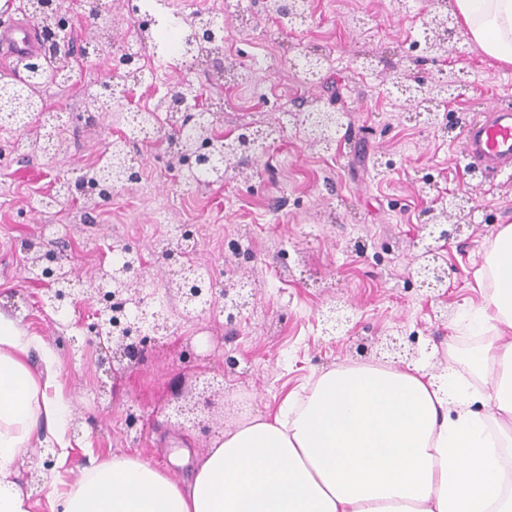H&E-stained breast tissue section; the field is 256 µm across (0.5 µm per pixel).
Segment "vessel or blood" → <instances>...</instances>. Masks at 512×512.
<instances>
[{
  "mask_svg": "<svg viewBox=\"0 0 512 512\" xmlns=\"http://www.w3.org/2000/svg\"><path fill=\"white\" fill-rule=\"evenodd\" d=\"M36 27L11 13L0 14V55L10 63L41 51ZM464 157L486 167L489 176L512 178V107L497 105L467 129Z\"/></svg>",
  "mask_w": 512,
  "mask_h": 512,
  "instance_id": "obj_1",
  "label": "vessel or blood"
}]
</instances>
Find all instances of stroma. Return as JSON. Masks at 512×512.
Segmentation results:
<instances>
[{"instance_id":"stroma-1","label":"stroma","mask_w":512,"mask_h":512,"mask_svg":"<svg viewBox=\"0 0 512 512\" xmlns=\"http://www.w3.org/2000/svg\"><path fill=\"white\" fill-rule=\"evenodd\" d=\"M69 34L78 44L108 33L107 50L71 62L65 84H48L43 97L57 117L59 150L26 155L0 153V315L21 323L54 350L62 393L74 411L67 430L68 456L50 471H35L29 457L17 464V480L33 504L49 512L46 476L66 490L83 468L115 456H135L186 479L214 439L246 418L275 408L291 390L346 365H399L406 355L387 350L388 337H415L417 362L429 373L448 365L467 370L481 339L457 334L466 306L480 305L477 280L489 243L512 224V180L471 176L460 152L463 130L441 136L440 127L481 118L486 106L512 103V66L503 65L455 30L445 55L426 50L423 18L451 12L453 0H309L305 25L291 28L270 18L262 0H164L163 22L193 11L214 14L230 30L224 51L201 62L169 66L158 79L142 76L135 101L153 107L166 86L190 81L212 104L208 124L236 136L300 117L313 100L341 124L328 148H311L298 127L265 141L262 151L223 179L186 181L173 171L159 183L153 148L131 143L141 160L139 181L110 197L55 193L57 176L99 167L109 135L121 133L112 115L90 108L86 98L114 82L118 51H132L140 31L131 7L144 0H105L97 20L82 0H59ZM249 16L242 28L238 20ZM232 55L254 75L255 86L224 81V57ZM323 61L318 80L307 83L304 58ZM409 85L448 80L467 86L465 98L435 105V122L415 118L395 77ZM472 197V212L450 240L431 236L429 212L456 194ZM193 226L194 260L202 268L232 270L254 299L235 325L209 311L184 314L169 282L178 267L154 265L151 247L161 236ZM142 250L144 273L154 281L148 305L167 315L168 338L154 346L147 365L115 366L116 388L101 392L95 347L86 346L78 321L92 312L100 267L112 262L114 240ZM58 252L82 291L77 309L39 308L37 289L24 270L29 245ZM447 271L433 288L413 273L426 248ZM339 308L348 321L325 333L322 315ZM458 356L450 358L449 345ZM194 349L195 359L185 356ZM239 365L224 368L225 353ZM210 385V432L192 428L176 406ZM143 416L141 435L129 433L127 415Z\"/></svg>"}]
</instances>
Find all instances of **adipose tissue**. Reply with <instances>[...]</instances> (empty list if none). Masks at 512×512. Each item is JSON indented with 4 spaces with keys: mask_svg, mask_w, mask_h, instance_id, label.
<instances>
[{
    "mask_svg": "<svg viewBox=\"0 0 512 512\" xmlns=\"http://www.w3.org/2000/svg\"><path fill=\"white\" fill-rule=\"evenodd\" d=\"M460 24L489 57L512 64V0H454ZM490 291L469 308L476 326L512 330V225L485 256ZM40 351L44 373L33 372ZM490 378L491 392L475 379ZM55 358L0 315V512H31L15 479L32 442L64 443L71 410ZM512 340L481 348L470 374L415 366L347 365L318 376L307 397L284 396L213 442L188 483L129 457L83 471L50 494V512H512Z\"/></svg>",
    "mask_w": 512,
    "mask_h": 512,
    "instance_id": "ef3b65f1",
    "label": "adipose tissue"
}]
</instances>
